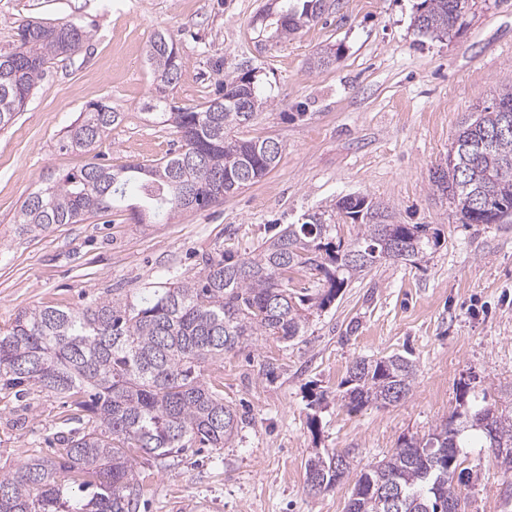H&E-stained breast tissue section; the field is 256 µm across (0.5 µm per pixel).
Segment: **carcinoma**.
Masks as SVG:
<instances>
[{
	"mask_svg": "<svg viewBox=\"0 0 512 512\" xmlns=\"http://www.w3.org/2000/svg\"><path fill=\"white\" fill-rule=\"evenodd\" d=\"M468 0H420L414 25L442 39L465 15ZM325 0H282L276 18L261 10L255 27L278 41L318 21ZM72 21L20 25L14 48L0 53L12 68L0 71V128L24 110L47 76V64L69 56L90 39ZM147 60L156 95L149 114L175 129L181 151L153 165L110 169L88 163L75 173L45 176L44 186L23 202L18 224L25 233L77 224L135 195L137 221L158 220L176 210H200L214 202L219 184L229 195L276 167L282 144L272 137L244 139L234 130L252 123L262 105L254 71L224 79L215 98L200 108H181L167 90L178 80L183 57L163 30L149 41ZM121 113L91 103L71 125L61 148L91 151L119 123ZM454 164L436 170L432 182L448 196L463 224H500L512 218V83L461 122L448 150ZM333 209L359 227L344 242L325 213L305 216L262 240L237 260L203 261L197 276L154 289L134 303L114 297L78 310L46 307L20 312L0 332V391L35 386L75 399L88 419L58 438L53 455L34 451L15 470L0 473V512H136L132 452L164 456L187 448H222L243 424L236 408L202 377L204 364L241 348L254 336L291 340L314 310L335 300L342 288L380 261L417 263L439 244L428 224H389L387 207L347 195ZM317 277L315 293L288 288L291 274ZM416 365L403 355L361 357L348 369L342 398L354 408L385 407L406 396ZM448 421L419 437L405 438L388 457L359 471L345 512H448L453 490L468 512L464 490L470 468L462 449L483 443L500 448L503 473L512 477V414L487 397L468 400ZM347 456L315 454L305 482L329 490L348 476Z\"/></svg>",
	"mask_w": 512,
	"mask_h": 512,
	"instance_id": "obj_1",
	"label": "carcinoma"
}]
</instances>
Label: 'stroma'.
Returning a JSON list of instances; mask_svg holds the SVG:
<instances>
[{
	"label": "stroma",
	"instance_id": "35a3bbf8",
	"mask_svg": "<svg viewBox=\"0 0 512 512\" xmlns=\"http://www.w3.org/2000/svg\"><path fill=\"white\" fill-rule=\"evenodd\" d=\"M267 0H0V52L18 27L70 20L91 32L50 61L23 112L0 129V331L21 310H77L193 277L202 259L243 255L262 239L346 195L388 206L396 224H429L440 244L425 262H384L342 289L301 336H256L206 365L204 377L244 419L221 448L155 457L135 453L138 512H345L354 485L309 493L315 449L353 469L382 460L402 437L443 423L462 386L512 413V221L460 223L431 177L461 121L512 81V0H470L444 40L413 26L416 0H326L322 18L257 49L255 15ZM168 31L185 61L169 93L181 107L211 99L225 75L255 70L268 99L244 138L283 151L259 181L201 211L140 224L120 204L78 224L26 234L23 201L46 173L89 162L149 164L180 147L144 109L153 86L146 48ZM338 52L325 69L310 60ZM122 120L92 153L60 149L86 107ZM401 354L417 365L410 394L388 407L350 410L339 384L360 357ZM73 400L30 388L0 393V470L80 428ZM468 512H501L505 476L492 449L470 448Z\"/></svg>",
	"mask_w": 512,
	"mask_h": 512
}]
</instances>
